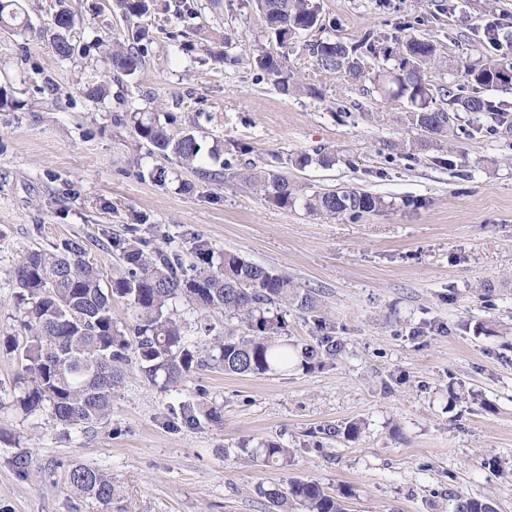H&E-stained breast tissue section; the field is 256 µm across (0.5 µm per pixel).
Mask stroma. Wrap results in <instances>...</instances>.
<instances>
[{"label": "stroma", "instance_id": "obj_1", "mask_svg": "<svg viewBox=\"0 0 512 512\" xmlns=\"http://www.w3.org/2000/svg\"><path fill=\"white\" fill-rule=\"evenodd\" d=\"M174 2L157 0L143 18L153 51L141 71L112 80L102 103L83 93L106 72L97 50L65 60L36 33L55 0H28L33 31H0V87L22 103L0 109V426L9 432L0 512H268L256 485L291 477L346 494L348 512H449L454 493L512 512V123L417 149L408 104L374 79L383 57L362 49L364 76L354 80L319 69L308 51L318 40L428 38L438 59L422 77L450 87L464 65L512 50L483 36L489 23L512 32V0H318L317 26L284 50L307 86L294 96L249 61L269 39L252 0H194L191 17ZM101 4L71 0L83 43L128 27ZM210 36L225 38L234 63L206 54ZM157 106L176 116L174 132L195 130L203 151L217 144L268 169L334 149L335 164L291 169L294 179L311 193L357 189L384 205L312 216L230 176L207 180L165 162L114 121ZM161 166L162 184L148 176ZM134 224L184 263L199 234L312 290L318 310H289L281 340H332L335 359L259 376L201 370L166 390L132 362L111 415L89 429L16 410L21 360L1 341L21 333L12 305L21 253L78 236L107 273L117 261L108 237ZM202 399L221 408V425L187 418L185 405ZM354 421L356 440L324 433ZM268 440L292 448L291 467L248 456ZM22 451L24 476L12 465ZM75 461L111 476V510L66 487L63 466Z\"/></svg>", "mask_w": 512, "mask_h": 512}]
</instances>
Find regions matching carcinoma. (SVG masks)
<instances>
[{
  "instance_id": "cac0c4a2",
  "label": "carcinoma",
  "mask_w": 512,
  "mask_h": 512,
  "mask_svg": "<svg viewBox=\"0 0 512 512\" xmlns=\"http://www.w3.org/2000/svg\"><path fill=\"white\" fill-rule=\"evenodd\" d=\"M271 40L284 48L297 34L318 22L313 0H257ZM112 7L125 18H140L150 10V0H112ZM20 0H0V30L28 29ZM50 47L64 59L75 50L76 22L67 0H56L49 23ZM145 29L133 26L123 39H115L104 53V63L113 73L132 76L144 66L149 53ZM370 49L394 61L375 74L382 90L410 106L408 123L426 136L425 146H439L454 135L458 112L476 121L505 122L506 110L483 95L490 90H512V57L464 69V81L471 93L463 95L450 88L448 106H436L433 89L420 76L421 68L437 56L432 40L409 37L395 39L392 46ZM316 65L327 72H344L359 79L363 70L353 50L342 42L319 41L309 45ZM286 56L261 49L254 65L274 78L284 95L300 93L304 86L288 74ZM172 115L160 120L154 112H130L116 122L131 124L137 142L147 145L148 154L172 158L184 169L201 170V145L191 131L172 132ZM336 158L326 149L294 159L298 168L313 163L328 166ZM231 176L254 187L264 199L279 206L300 202L313 215H360L380 209L383 200L366 191L333 190L307 195L286 171H272L254 165L238 168L232 160L223 162ZM118 263L109 275L86 259L80 238H68L49 249H28L14 269V305L25 336H9L7 347L22 359L14 405L27 415L43 413L57 424L87 428L105 420L112 412V397L124 380V366L136 360L141 373L161 388L183 385L196 371L211 369L226 374L259 375L288 367L292 354L288 344L275 341L285 327L282 310L292 306L312 312L318 306L314 292L302 288L288 276L248 261L237 254L217 253L200 237L194 239V262L185 266L181 255L149 247L137 226L126 235L108 240ZM128 302L133 324L124 326L112 316V302ZM196 313V325L207 337L215 330L211 315H224V331L200 344L185 340L177 303ZM302 362L336 355V344L323 348L304 344L298 350ZM247 453L266 465L286 468L292 462L286 446L267 442ZM68 487L81 497L106 507L112 505L116 490L106 472L80 462L67 468ZM272 512H294L299 504L307 512H347L344 501L327 494L312 480L290 478L284 487H256ZM451 512H495L487 501L461 494L453 495Z\"/></svg>"
}]
</instances>
